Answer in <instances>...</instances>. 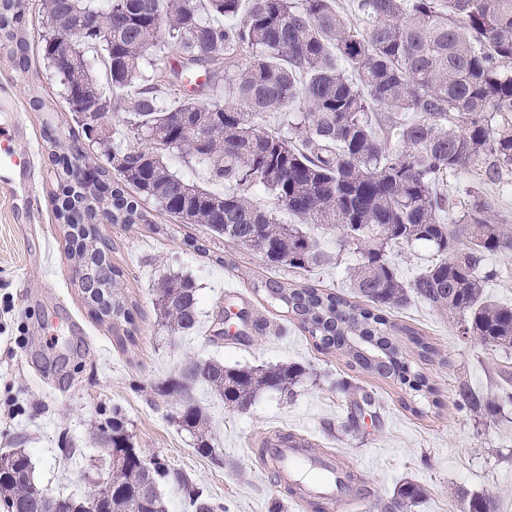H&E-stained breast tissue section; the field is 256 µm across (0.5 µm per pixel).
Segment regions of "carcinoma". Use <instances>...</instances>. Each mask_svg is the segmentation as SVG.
Masks as SVG:
<instances>
[{"instance_id":"cac0c4a2","label":"carcinoma","mask_w":512,"mask_h":512,"mask_svg":"<svg viewBox=\"0 0 512 512\" xmlns=\"http://www.w3.org/2000/svg\"><path fill=\"white\" fill-rule=\"evenodd\" d=\"M47 23L42 53L54 43L80 40L84 64L54 71L69 111H94L89 89L100 81L95 65L112 78V110L123 114L126 145L114 144L116 130L97 116L95 138L112 163V200L100 182L69 155L55 156L60 173L83 189L65 207L113 224L145 220L150 202L181 224H201L214 236L254 249L270 266L308 271L330 260L297 224H285L258 206L251 189L262 187L279 208L304 224L336 229L339 241L359 250L347 277L351 293L276 280L262 284L287 307L321 350H337L353 369L386 379L404 378L411 368L402 344L424 360L437 351L414 328L386 313L418 299L458 319L459 332L493 350L512 349V305L488 300L485 284L497 270L485 264L494 253L512 252V225L496 209L485 185L512 178V0H352L351 14L336 0H112V13L88 0H42ZM87 16L98 32H75ZM22 0H5L0 30L13 63H28ZM178 58L169 73L180 82L192 71L205 75L192 94L174 101L165 84L147 75ZM224 91V102L203 103V92ZM169 112L189 113L172 127ZM273 112L284 126L270 127ZM176 150L204 164L211 180L232 184L222 194L202 189L172 172L159 151ZM476 176L466 199L455 202L440 189L458 171ZM137 196L129 198L125 188ZM433 251L431 264L403 281L389 257L390 246ZM120 269L100 256L95 276L108 290L102 315L130 323L132 312L116 292ZM157 319L186 334L199 318L195 280L169 272L157 282ZM306 373L295 363L230 367L217 359L189 358L178 377L159 391L175 395L174 420L197 439V449L215 452L208 417L195 401L202 385L245 412L268 388L291 389ZM498 390L478 391L467 382L456 390L457 408L473 418L498 416L512 406V372L499 371ZM348 397L342 431L357 430L358 417L379 407L371 394L345 380ZM103 434L105 476L81 495L52 494L38 485L31 457L22 448L0 454V497L11 512H166L160 492L171 478L188 494L194 512H221L179 472L154 460L140 467L124 422L114 417ZM273 441L309 443L276 431L258 443L259 454ZM468 512H495L493 498L468 496ZM420 497L406 482L374 512H411Z\"/></svg>"}]
</instances>
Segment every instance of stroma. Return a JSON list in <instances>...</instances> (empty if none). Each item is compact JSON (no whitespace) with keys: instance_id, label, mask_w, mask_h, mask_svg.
<instances>
[{"instance_id":"1","label":"stroma","mask_w":512,"mask_h":512,"mask_svg":"<svg viewBox=\"0 0 512 512\" xmlns=\"http://www.w3.org/2000/svg\"><path fill=\"white\" fill-rule=\"evenodd\" d=\"M40 4L26 0L27 68L0 55V93L9 94L20 114L26 133L19 148L31 162L24 191L0 192V452L25 449L42 488L78 493L96 476L97 429L116 415L147 460L188 475L226 512H314L257 455L261 436L285 430L346 462L371 498H390L409 481L424 492L414 512H466L454 494L458 487L494 496L495 512H512V411L476 420L455 405L460 382L493 390L496 371L512 364V352L460 335L455 320L420 300L391 311V320L417 329L438 351L416 368L441 405L416 416L411 409L425 407L423 396L350 368L340 352L317 350L295 320L254 290V283L275 279L347 292L346 269L359 255L338 248L334 229L304 225L333 257L304 272L269 267L257 251L218 239L203 225L179 223L149 203L141 224L96 219L85 244L107 248L134 321L115 325L95 314L79 287L69 227L58 216L55 148L44 136L46 125L77 130L81 120L68 111L39 54ZM35 95L47 111L34 110ZM168 270L191 276L199 287V323L186 335L168 333L156 320L153 285ZM230 298L245 303L266 332L246 342L216 336V317ZM189 357L230 366L297 363L307 375L293 394L264 392L244 413L199 389L217 448L211 457L173 422L176 399L155 391ZM344 380L376 394L380 425L365 420L358 433L342 432L346 398L337 385ZM67 448L74 449L72 458L64 457Z\"/></svg>"}]
</instances>
